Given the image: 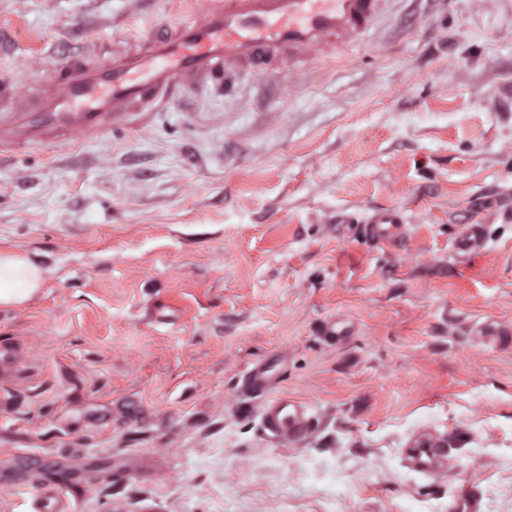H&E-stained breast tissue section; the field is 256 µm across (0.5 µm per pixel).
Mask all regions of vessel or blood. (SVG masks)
I'll return each mask as SVG.
<instances>
[{
  "label": "vessel or blood",
  "instance_id": "1",
  "mask_svg": "<svg viewBox=\"0 0 512 512\" xmlns=\"http://www.w3.org/2000/svg\"><path fill=\"white\" fill-rule=\"evenodd\" d=\"M380 0H193L175 27L160 26L139 41L113 35L107 62L88 61L87 47L70 53L40 101L19 91L16 74L0 77V161L18 148L52 144L77 147L91 137L122 135L149 113L165 111L187 90L204 88L228 97L237 80L273 75L299 54H327L369 33ZM344 232L374 243H401L409 236L404 210L392 207L363 216L336 218ZM487 247L483 228L471 224L455 241L456 251L477 255ZM356 333L355 326L330 318L320 334L331 344ZM248 391L264 394L263 427L282 443L305 441L316 424L307 405L275 393L270 364L254 366ZM405 453L415 471L433 476L448 469V450L428 433L414 434Z\"/></svg>",
  "mask_w": 512,
  "mask_h": 512
}]
</instances>
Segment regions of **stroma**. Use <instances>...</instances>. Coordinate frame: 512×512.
<instances>
[{"mask_svg": "<svg viewBox=\"0 0 512 512\" xmlns=\"http://www.w3.org/2000/svg\"><path fill=\"white\" fill-rule=\"evenodd\" d=\"M184 0H0V71L49 81L82 38ZM512 0H383L366 38L202 90L109 142L0 167V249L42 265L0 306V512L54 484L73 512H512ZM405 210L403 246L342 212ZM476 217L488 245L452 242ZM358 327L318 335L328 317ZM316 419L289 447L246 373ZM453 465L415 473L420 429ZM320 335L328 343L336 344L345 342L351 336H356L357 332L352 323L342 318L332 317L321 324Z\"/></svg>", "mask_w": 512, "mask_h": 512, "instance_id": "1", "label": "stroma"}]
</instances>
